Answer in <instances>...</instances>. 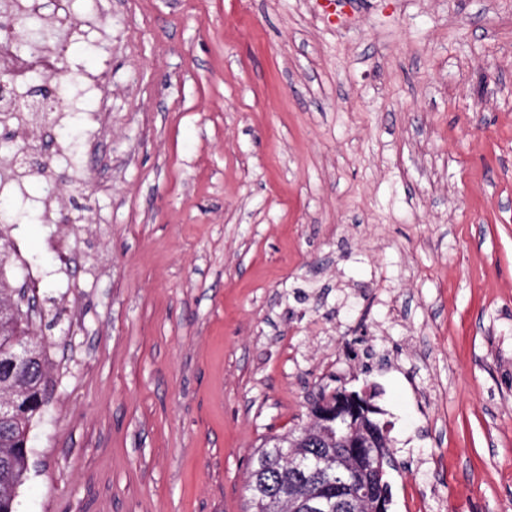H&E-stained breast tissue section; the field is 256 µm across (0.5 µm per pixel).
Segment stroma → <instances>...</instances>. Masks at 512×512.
Returning a JSON list of instances; mask_svg holds the SVG:
<instances>
[{"label": "stroma", "instance_id": "obj_1", "mask_svg": "<svg viewBox=\"0 0 512 512\" xmlns=\"http://www.w3.org/2000/svg\"><path fill=\"white\" fill-rule=\"evenodd\" d=\"M111 110L11 219L49 402L16 512H244L321 390L373 392L390 512H512V0H75ZM78 249L59 271L48 241Z\"/></svg>", "mask_w": 512, "mask_h": 512}]
</instances>
